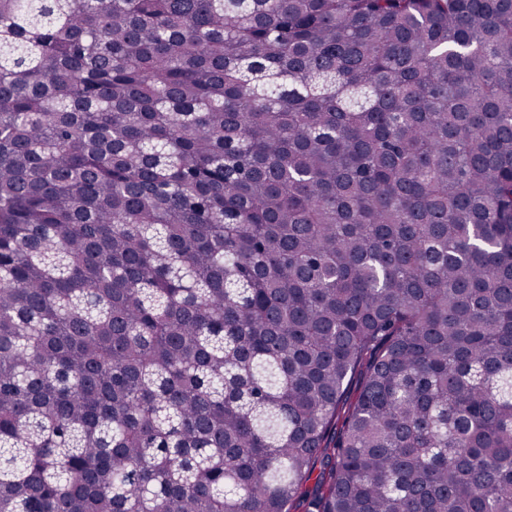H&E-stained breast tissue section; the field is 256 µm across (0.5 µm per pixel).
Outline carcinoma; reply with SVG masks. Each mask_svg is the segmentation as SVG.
Segmentation results:
<instances>
[{
	"mask_svg": "<svg viewBox=\"0 0 512 512\" xmlns=\"http://www.w3.org/2000/svg\"><path fill=\"white\" fill-rule=\"evenodd\" d=\"M0 512H512V0H0Z\"/></svg>",
	"mask_w": 512,
	"mask_h": 512,
	"instance_id": "carcinoma-1",
	"label": "carcinoma"
}]
</instances>
